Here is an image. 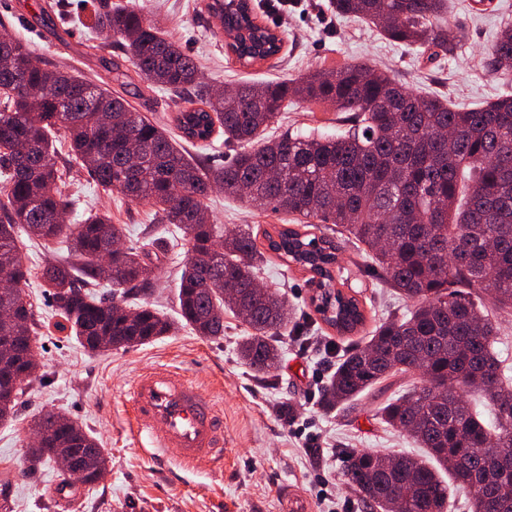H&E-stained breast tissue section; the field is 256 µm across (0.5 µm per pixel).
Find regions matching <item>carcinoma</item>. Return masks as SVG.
<instances>
[{
    "label": "carcinoma",
    "mask_w": 512,
    "mask_h": 512,
    "mask_svg": "<svg viewBox=\"0 0 512 512\" xmlns=\"http://www.w3.org/2000/svg\"><path fill=\"white\" fill-rule=\"evenodd\" d=\"M336 12L380 29L390 41L427 44L452 54L445 33L448 0H333ZM210 13L236 36L237 59L266 60L281 40L254 24L239 0H210ZM148 82L174 92L199 86L198 68L157 21L133 6L100 0L95 15ZM489 71L512 73V28L487 57ZM0 307L17 306L0 320V420L13 417L37 362L38 315L22 286L32 269L22 259L21 235L54 241L63 255L38 277L53 307L92 351L144 344L173 325L146 297L155 288L150 253L175 241L149 237L117 251L124 227L107 212L82 224L65 223L75 199L61 189L52 133L64 130L70 156L103 190L155 207L154 220L183 233L190 248L181 276L180 315L200 335H224V313L243 318L242 363L270 374L281 362L275 338L288 328L285 294L256 287L265 253L300 265L333 294L334 314L322 319L340 334L365 322L358 299L334 288L335 241L282 224L258 246L252 228L220 234L205 200L219 188L250 208L282 212L306 224H334L366 247L384 281L411 302L399 317L375 327L337 364L324 396L331 407H353L365 391L397 373L419 376L406 392L386 399L377 414L406 431L419 457L359 450L350 455L345 482L372 512H447L451 486L473 490L472 512H512V377L494 350L497 319L512 315V95L459 110L439 96H422L368 64L318 68L294 82L241 83L230 93L201 95L177 114L181 142L107 88L63 66L32 62L31 51L0 39ZM326 103L346 113L348 130L336 136L285 131L264 136L288 99ZM237 150L222 166L193 158L184 144L205 147L216 132ZM107 280L121 313L92 288ZM484 400L494 422L474 404ZM43 434L24 454V472L75 453L87 483L105 470L97 439L78 422L53 411L34 417ZM503 450L493 470L490 453Z\"/></svg>",
    "instance_id": "carcinoma-1"
}]
</instances>
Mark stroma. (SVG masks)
<instances>
[{
  "label": "stroma",
  "mask_w": 512,
  "mask_h": 512,
  "mask_svg": "<svg viewBox=\"0 0 512 512\" xmlns=\"http://www.w3.org/2000/svg\"><path fill=\"white\" fill-rule=\"evenodd\" d=\"M144 14L158 18L168 39L191 55L206 88L231 89L241 82L294 79L311 68L366 63L387 70L422 94L439 95L453 107L471 109L512 94V76L491 74L485 51L505 27L512 26V0H449L448 33L456 44L452 55L428 46L408 47L384 38L375 26L336 16L330 0H294L276 29L280 52L253 65L238 62L226 47L219 22L207 11V0H132ZM93 0H11L0 5L6 34L28 44L45 64H64L78 76L108 84L153 121L173 126L188 98L148 84L137 73L111 35L93 28ZM288 128L325 134L341 133L338 112L313 102H289ZM65 193L80 205L69 215L81 223L85 213L108 211L125 228L124 246L139 245L153 213L149 205L127 202L97 187L85 173L71 171ZM208 208L223 228L250 225L255 233L292 223V216L256 211L215 192ZM154 224V223H153ZM343 268L337 281L358 298L366 320L356 332L342 335L322 321L310 302V274L277 258L266 262L262 280L284 287L293 310L292 331L284 338L281 368L268 378L243 365L237 343L247 326L233 314L224 316V334L198 335L181 326L168 336L129 348L95 353L82 346L65 321L54 313L48 292L37 278L24 291L42 323L34 342L40 369L28 385L13 420L0 422V478L11 477L13 512H324L323 496L336 512H370L345 484L342 473L351 451L414 453L405 433L385 428L376 411L392 395L405 392L411 378L396 375L385 390L362 397L353 410L324 411L310 398L314 374L337 352L364 342L376 325L403 314L405 303L375 272L363 245L337 237ZM188 242L157 259V288L150 300L170 318L179 312L178 290ZM185 369L206 394L222 401L223 473L202 468L186 472L175 460L157 463L143 449L123 392L144 369L155 364ZM42 411H55L81 422L105 448L103 478L81 488L74 500L54 504L61 478L53 464L21 475L30 441V423Z\"/></svg>",
  "instance_id": "stroma-1"
}]
</instances>
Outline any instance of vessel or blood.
<instances>
[{
	"mask_svg": "<svg viewBox=\"0 0 512 512\" xmlns=\"http://www.w3.org/2000/svg\"><path fill=\"white\" fill-rule=\"evenodd\" d=\"M138 432L146 434L156 460L166 449L179 451L186 471L203 466L223 471L226 450L222 408L181 370L153 365L142 371L126 392Z\"/></svg>",
	"mask_w": 512,
	"mask_h": 512,
	"instance_id": "obj_1",
	"label": "vessel or blood"
}]
</instances>
